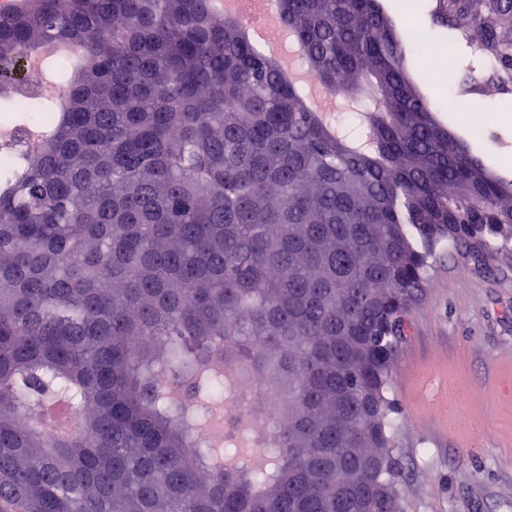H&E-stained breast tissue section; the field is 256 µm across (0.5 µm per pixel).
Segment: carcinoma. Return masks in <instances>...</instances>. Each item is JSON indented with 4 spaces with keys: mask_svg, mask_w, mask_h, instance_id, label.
<instances>
[{
    "mask_svg": "<svg viewBox=\"0 0 512 512\" xmlns=\"http://www.w3.org/2000/svg\"><path fill=\"white\" fill-rule=\"evenodd\" d=\"M278 4L356 132L213 0L0 14V512L387 508L344 449L391 457L389 371L429 259L512 235V174L438 122L379 0ZM432 17L512 82V0ZM50 43L68 94L15 99ZM252 372L285 403L259 391L234 438L202 440Z\"/></svg>",
    "mask_w": 512,
    "mask_h": 512,
    "instance_id": "obj_1",
    "label": "carcinoma"
}]
</instances>
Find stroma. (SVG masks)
<instances>
[{
	"instance_id": "35a3bbf8",
	"label": "stroma",
	"mask_w": 512,
	"mask_h": 512,
	"mask_svg": "<svg viewBox=\"0 0 512 512\" xmlns=\"http://www.w3.org/2000/svg\"><path fill=\"white\" fill-rule=\"evenodd\" d=\"M395 25L416 16L434 47L450 33L417 0H381ZM436 118L499 171L512 156V94L473 91L457 70L424 84ZM389 392L403 512H512V240L486 265L439 248L412 310Z\"/></svg>"
}]
</instances>
